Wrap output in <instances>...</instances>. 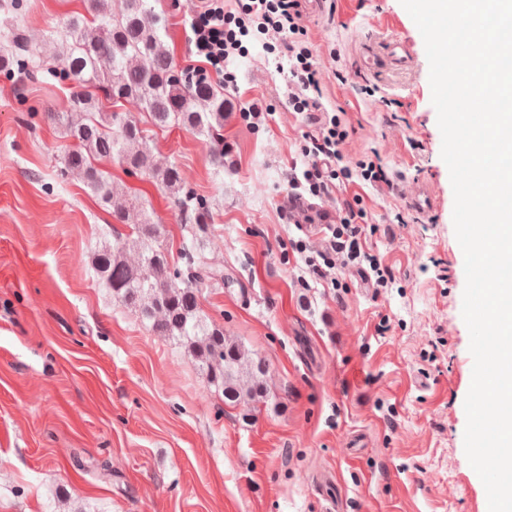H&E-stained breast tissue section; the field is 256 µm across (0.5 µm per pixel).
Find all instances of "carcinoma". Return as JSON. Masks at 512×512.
I'll return each mask as SVG.
<instances>
[{"instance_id":"carcinoma-1","label":"carcinoma","mask_w":512,"mask_h":512,"mask_svg":"<svg viewBox=\"0 0 512 512\" xmlns=\"http://www.w3.org/2000/svg\"><path fill=\"white\" fill-rule=\"evenodd\" d=\"M83 2L85 13L67 18L59 32L61 69L46 68L49 75L87 89L73 97L70 111L50 114L63 137L73 141L59 172L81 175L93 195L112 204L119 221L136 218L140 249V261L131 264L126 242L117 238L103 247L92 259L97 279L115 301L135 308L154 333L184 345L224 400L261 402L266 397V364L246 356L237 342L224 336L223 328L208 321L200 306L197 284H229L230 277L222 268L202 266L194 282H184L159 244L162 226L124 185L98 167L97 160L109 158L126 172L166 189L191 225L190 238L180 247L190 264L201 255L202 234L211 221L207 200L185 184L176 166L155 159L146 130L131 113L103 111L89 89L103 91L112 101L135 104L158 129L184 128L208 138L224 128V112L231 104L212 84L176 71L165 42L166 20L155 13L150 0H120L117 11L110 9L111 0ZM41 66L40 50L27 35L10 34L8 47L0 50V71L31 78Z\"/></svg>"}]
</instances>
